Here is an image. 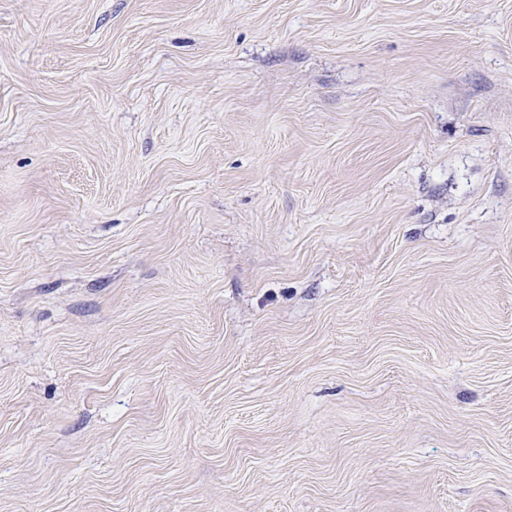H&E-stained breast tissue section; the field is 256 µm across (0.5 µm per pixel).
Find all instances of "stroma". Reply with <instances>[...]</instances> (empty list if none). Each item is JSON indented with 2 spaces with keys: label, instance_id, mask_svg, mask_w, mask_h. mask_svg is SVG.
Instances as JSON below:
<instances>
[{
  "label": "stroma",
  "instance_id": "stroma-1",
  "mask_svg": "<svg viewBox=\"0 0 512 512\" xmlns=\"http://www.w3.org/2000/svg\"><path fill=\"white\" fill-rule=\"evenodd\" d=\"M0 512H512V0H0Z\"/></svg>",
  "mask_w": 512,
  "mask_h": 512
}]
</instances>
